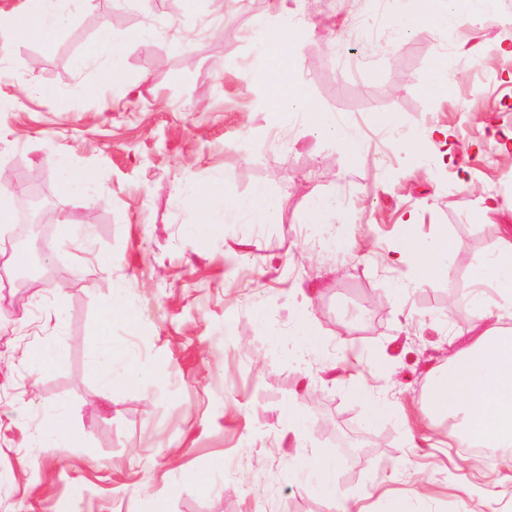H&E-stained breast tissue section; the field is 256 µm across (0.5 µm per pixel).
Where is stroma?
I'll return each mask as SVG.
<instances>
[{"label": "stroma", "instance_id": "35a3bbf8", "mask_svg": "<svg viewBox=\"0 0 512 512\" xmlns=\"http://www.w3.org/2000/svg\"><path fill=\"white\" fill-rule=\"evenodd\" d=\"M308 22L285 62L309 101L356 134L365 153L349 165L334 138L304 118L274 124L245 66L265 70L252 28L268 0H224L214 31L186 0H151L167 22L141 37L139 0H89L63 23L51 48L16 41L0 76V171L36 177L57 201L47 240L67 218L86 226L85 246L106 269L83 275L77 251L56 250L43 286L0 295V512H337L356 501L385 512H512V480L491 449L413 448L417 402L435 359L467 337L469 270L512 226V0L480 32L422 23L401 42L391 24L410 0H378L370 38L353 43L352 13L327 0H289ZM122 42L124 84L106 63L77 68L102 20ZM186 42L174 51L172 42ZM452 67L447 93L429 92L436 67ZM397 121L398 132L384 121ZM424 140L409 153L406 138ZM87 172L83 198L61 191L60 161ZM283 206L269 224L217 211L218 236L192 234L197 192ZM336 199L338 216L313 223V197ZM496 209L484 211L483 198ZM416 219L425 236L459 241L447 276L409 289L398 227ZM315 288L312 326L323 338L302 360L288 352L303 316L298 284ZM408 287L407 297L397 290ZM126 289L137 327L112 336L154 381L104 402L91 367L101 303ZM67 317L57 321L55 308ZM48 343L59 361L31 374L26 354ZM352 366L325 368L334 356ZM374 375L399 411L372 417L357 394ZM312 391L301 447L284 432V409ZM65 410L85 436L63 455L33 445L45 417ZM335 458L336 500L311 491L299 472L313 453ZM200 473V491L186 481Z\"/></svg>", "mask_w": 512, "mask_h": 512}]
</instances>
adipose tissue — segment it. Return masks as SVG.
I'll use <instances>...</instances> for the list:
<instances>
[{
  "label": "adipose tissue",
  "mask_w": 512,
  "mask_h": 512,
  "mask_svg": "<svg viewBox=\"0 0 512 512\" xmlns=\"http://www.w3.org/2000/svg\"><path fill=\"white\" fill-rule=\"evenodd\" d=\"M73 0H27L22 13L30 32L51 47ZM418 9L401 15L394 26L395 38L405 37L418 23H429L438 29L456 28L462 24H486L496 20L495 0H482L472 6L470 0H420ZM273 82L266 88L268 110L272 116L284 118L288 113H303L309 128L336 136L350 164H358L363 155L359 137L337 134L332 113L313 108L302 87L292 76L274 70ZM200 201L209 209H244L256 222L271 220L281 208L278 199L257 194L242 202L231 195L203 192ZM402 248L398 261L408 263L412 270L411 287L422 288L447 275L458 252L457 240L442 234L426 238L419 224L399 225ZM473 286L470 304L472 320L468 338L445 363L433 365L428 375L430 387L419 401L423 421H447L438 442L442 448H498L500 465L512 471V227L506 228L489 255L472 266ZM498 293L502 311L495 314L485 304V286ZM134 327L138 316L125 300L124 289L110 291L99 319V340L92 349V364L105 395L125 389L146 378L147 373L128 350L112 338L116 323Z\"/></svg>",
  "instance_id": "adipose-tissue-1"
}]
</instances>
